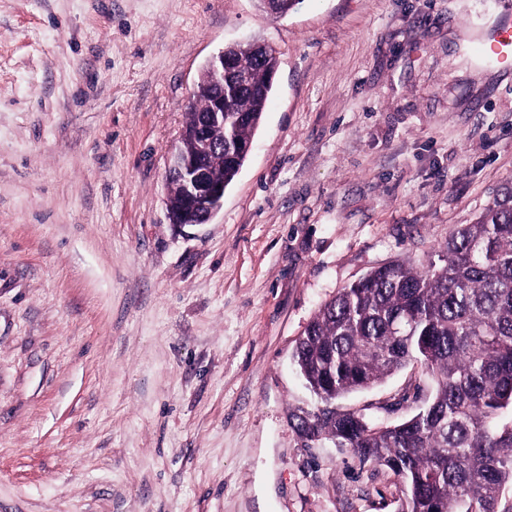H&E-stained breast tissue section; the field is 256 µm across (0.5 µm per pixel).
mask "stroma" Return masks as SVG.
Masks as SVG:
<instances>
[{"label":"stroma","instance_id":"35a3bbf8","mask_svg":"<svg viewBox=\"0 0 512 512\" xmlns=\"http://www.w3.org/2000/svg\"><path fill=\"white\" fill-rule=\"evenodd\" d=\"M512 0H0V512H399L402 485L311 439L292 355L319 307L424 261L512 179ZM279 67L210 223L166 168L205 63ZM420 365L336 399L383 424ZM477 46L483 58L499 64L511 63L508 50L512 48V19L504 18L493 32L478 39Z\"/></svg>","mask_w":512,"mask_h":512}]
</instances>
